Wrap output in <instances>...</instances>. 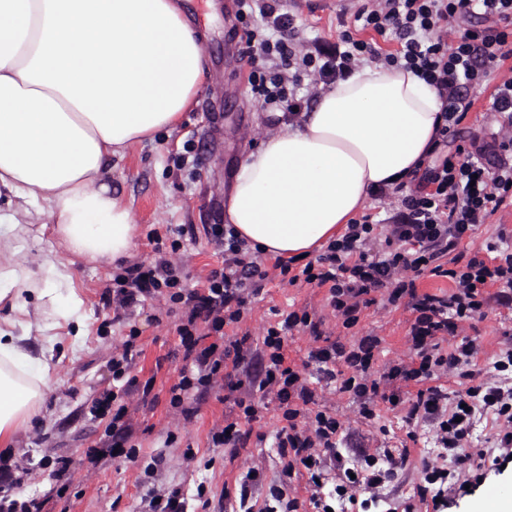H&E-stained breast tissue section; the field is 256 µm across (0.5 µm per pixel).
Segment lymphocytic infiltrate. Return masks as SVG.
<instances>
[{
  "instance_id": "lymphocytic-infiltrate-1",
  "label": "lymphocytic infiltrate",
  "mask_w": 512,
  "mask_h": 512,
  "mask_svg": "<svg viewBox=\"0 0 512 512\" xmlns=\"http://www.w3.org/2000/svg\"><path fill=\"white\" fill-rule=\"evenodd\" d=\"M238 16L253 24L244 53L247 82L253 96L270 111L300 107L304 73L329 85L348 76L357 63L380 61L412 71L437 88L446 120L443 131L448 134L471 109L470 91L490 80L495 83L491 109L505 118L508 132L493 157L462 144L454 152L435 154L414 189L399 185L388 191V198L396 203L390 223L378 228L369 221L350 224L341 240L329 244L325 253L299 272H292L288 263L279 265L281 274L290 275L292 282L327 288L329 304L347 329L358 322L371 293L388 289L392 304L408 298L414 313L410 333L417 360L390 366L385 376L415 384L414 395L405 398L397 390L381 393L373 377L377 337L364 336L350 346L335 342L310 351L309 359L330 378L335 375V363L343 362L349 374L339 389L353 395L363 419H375L378 403L385 401L394 407L405 405L408 422L432 425L452 465L426 467L415 499L402 503V512H416L428 492L464 490L470 473L489 458L512 459V347L493 357L497 380L455 395L437 383L445 375L463 376L481 351L473 339H462L449 349L441 346V339L456 336L460 325L482 314L489 302L512 306V247L505 232H498L486 245L494 264L477 255L456 268L439 263L501 206L512 204V74L503 71L506 60L512 58V0H371L353 18L360 29L396 36L400 47L388 54L381 53L376 42L355 38L347 30L336 46H319L298 55L293 18L279 12L276 0H238ZM207 233L222 249L224 263L210 272L204 288H188L163 251L154 263L129 267L114 279L117 309L129 310L155 296L188 308L186 320L177 327L186 364L170 389L171 407L184 409L195 391L221 378L232 389L245 385L253 392L275 393L285 422L275 437L282 469L277 481L267 486L272 503L262 512H300L307 505L319 512L322 482L331 473L336 476L337 498L351 500L358 490L378 492L408 471L411 461L406 448L367 453L359 470L347 467L338 449L343 440L340 420L329 411L314 409V390L300 371L286 363L288 330L298 326L313 333L318 330L309 312L288 313L267 329L257 349L251 348L245 335L225 344H203V334L220 336L225 325L242 321L249 298L259 294L267 277L261 261L249 256L234 229L212 224ZM426 270L448 277L453 290L445 296L421 294L414 282L403 278L406 272ZM493 284L499 290L487 296L486 289ZM136 356L133 340L124 341L122 353L112 359L116 390L94 399L91 406L93 415H111L110 446L131 461L136 460L137 450L130 442L124 397L136 385L128 376ZM480 411L492 415L495 423L486 448L471 445ZM301 418L308 420L309 429H299ZM302 471L309 476V496L304 500L288 492Z\"/></svg>"
}]
</instances>
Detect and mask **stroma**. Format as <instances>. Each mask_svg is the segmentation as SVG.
Returning a JSON list of instances; mask_svg holds the SVG:
<instances>
[{
    "label": "stroma",
    "mask_w": 512,
    "mask_h": 512,
    "mask_svg": "<svg viewBox=\"0 0 512 512\" xmlns=\"http://www.w3.org/2000/svg\"><path fill=\"white\" fill-rule=\"evenodd\" d=\"M190 25L203 36L207 77L202 89L178 124L158 133L154 140L131 146L123 156L109 159L105 179L114 195L122 197L135 224V248L130 264H150L156 242L171 243L174 228H181L180 268L189 287L199 288L213 269L222 265L219 247L205 228L224 223V195L240 157L254 150L276 128L251 95L242 55L246 49L245 26L236 0H180ZM281 12L294 20L296 41L333 46L343 31L354 28L351 15L339 8L307 0H279ZM490 89L474 92V104L447 150L456 145L491 141L499 125L490 110ZM194 138L200 161L195 175L177 170L172 159ZM273 257L262 259L270 276L256 296L244 322L224 328L225 339L250 333L253 346H260L264 328L280 322L292 311H308L319 323L318 333L295 329L287 337L288 364L306 368L319 406L330 409L354 432L362 447L409 446L413 467L390 482L378 501L356 499L336 505L335 512H388L393 503L412 497L425 465L443 464L434 446L430 426H409L403 408L382 403L374 420L358 415L352 395L338 392L326 382L316 366L307 365L310 349L334 341L355 342L363 336L379 337L374 368L410 361L415 352L409 336L412 315L405 302L382 306V293L363 309L358 323L344 328L328 304V291L300 283L289 285L274 274ZM72 286L81 300L76 321H59L54 333V374L42 410L19 450L7 464L26 494L43 501L42 512H144L149 493L179 491L188 512L197 506V490L205 488L210 512H240L238 482L253 468L265 481L277 478L282 464L275 446L283 426L274 395L250 393L212 386L190 401L194 412L182 414L169 405L170 389L184 365L183 348L176 327L187 309L152 299L126 318L115 319L112 310V280L117 268L83 259L70 266ZM137 329L138 356L131 369L138 383L152 381L150 395L137 390L128 398L131 443L139 450L137 460L113 457L105 423L92 420L93 398L112 388V351ZM462 336L477 340L482 351L473 362L472 379L448 381L452 391L488 379L493 371L492 353L512 338V309L489 304L484 315L466 323ZM257 400L262 405L257 422L241 420L236 400ZM238 421L247 437L238 448H215L212 428L224 421ZM67 460L66 478H58L60 460ZM512 500V463L506 467L485 466L474 491L456 497L444 512H481L491 489Z\"/></svg>",
    "instance_id": "obj_1"
}]
</instances>
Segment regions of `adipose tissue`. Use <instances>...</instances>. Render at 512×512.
<instances>
[{
    "label": "adipose tissue",
    "mask_w": 512,
    "mask_h": 512,
    "mask_svg": "<svg viewBox=\"0 0 512 512\" xmlns=\"http://www.w3.org/2000/svg\"><path fill=\"white\" fill-rule=\"evenodd\" d=\"M206 80L177 0H0V191L44 206L65 254L21 258L0 223V447L17 450L50 389L52 324L71 318L69 258L113 265L135 236L104 179L112 156L172 128ZM444 125L434 87L381 65L241 158L225 217L251 250L304 259L339 239L371 194L409 182ZM40 348H33V338Z\"/></svg>",
    "instance_id": "adipose-tissue-1"
}]
</instances>
